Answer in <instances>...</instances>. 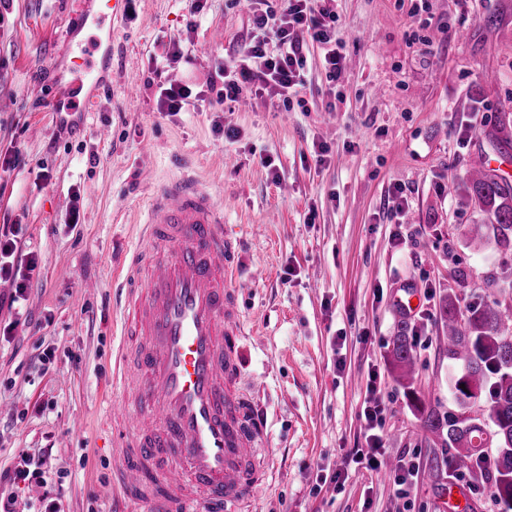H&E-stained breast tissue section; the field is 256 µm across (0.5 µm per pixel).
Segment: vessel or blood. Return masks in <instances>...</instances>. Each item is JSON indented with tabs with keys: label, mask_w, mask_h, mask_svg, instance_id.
<instances>
[{
	"label": "vessel or blood",
	"mask_w": 512,
	"mask_h": 512,
	"mask_svg": "<svg viewBox=\"0 0 512 512\" xmlns=\"http://www.w3.org/2000/svg\"><path fill=\"white\" fill-rule=\"evenodd\" d=\"M126 0H88L81 25L103 28ZM77 80L99 84L111 49L98 37L68 43ZM240 262L224 209L192 176L150 198L125 273L113 348L109 413L112 493L148 512H252L269 434L245 375L249 332L233 281Z\"/></svg>",
	"instance_id": "vessel-or-blood-1"
}]
</instances>
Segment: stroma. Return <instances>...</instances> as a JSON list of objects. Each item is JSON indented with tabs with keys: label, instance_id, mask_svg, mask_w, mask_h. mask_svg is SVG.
I'll use <instances>...</instances> for the list:
<instances>
[{
	"label": "stroma",
	"instance_id": "35a3bbf8",
	"mask_svg": "<svg viewBox=\"0 0 512 512\" xmlns=\"http://www.w3.org/2000/svg\"><path fill=\"white\" fill-rule=\"evenodd\" d=\"M77 2L0 0V162L23 158L0 169V225H24L23 250L38 261L25 316L0 310L11 327L0 337V495L34 512L49 487L66 512H112L103 406L113 277L153 184L188 171L239 238L248 369L267 376L255 404L273 471L254 512H441L453 487L467 495L464 512H501L488 477L460 473L415 404L441 413L454 404L441 296L464 307L512 300L506 251L466 238L481 221L467 171L478 155L496 156L488 134L512 110V0H326L343 42L337 83L310 44L289 104L249 87L221 106L218 70L252 32L247 0H207L194 20L184 0H136L112 21V67L93 110L59 117L47 102L72 79L64 41L88 37ZM494 10L505 20L490 29ZM162 84L189 86L194 104L161 112ZM219 113L236 140L214 132ZM321 142L330 151L320 162ZM405 287L421 298L407 389L388 361L402 321L393 298ZM373 382L389 404L390 462L420 451L406 496L389 474L351 460ZM46 447L40 480L15 489L22 454Z\"/></svg>",
	"mask_w": 512,
	"mask_h": 512
}]
</instances>
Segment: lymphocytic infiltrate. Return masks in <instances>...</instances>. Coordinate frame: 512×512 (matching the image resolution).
Wrapping results in <instances>:
<instances>
[{
	"label": "lymphocytic infiltrate",
	"mask_w": 512,
	"mask_h": 512,
	"mask_svg": "<svg viewBox=\"0 0 512 512\" xmlns=\"http://www.w3.org/2000/svg\"><path fill=\"white\" fill-rule=\"evenodd\" d=\"M252 25L255 31L245 44L239 58L230 67L221 69L223 88L220 101H237L244 88L257 90L289 101L303 83L306 43L319 46L329 81H337L343 70V55L336 41L337 16L318 0H283L280 9H273L268 0H253ZM24 229L19 224L0 226V279L12 280L15 292L12 302L24 300L35 258L20 253L19 243ZM370 396L362 411L366 423V445L355 449L354 456L364 469L376 471L385 460L383 424L389 406L377 385H370Z\"/></svg>",
	"instance_id": "lymphocytic-infiltrate-1"
}]
</instances>
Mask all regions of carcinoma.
Here are the masks:
<instances>
[{
	"label": "carcinoma",
	"instance_id": "cac0c4a2",
	"mask_svg": "<svg viewBox=\"0 0 512 512\" xmlns=\"http://www.w3.org/2000/svg\"><path fill=\"white\" fill-rule=\"evenodd\" d=\"M503 157L512 149V114L502 113L492 133ZM469 193L484 221L472 224L468 239L492 241L512 251V184L498 171L475 161ZM441 319L448 324L445 351L461 373L454 381L456 408L440 414L419 406L422 427L434 441L455 450L456 465L474 467L484 449L494 448L491 472L493 497L512 509V305L497 300L461 308L448 297ZM395 367L404 377L413 373L414 358L408 329L389 344ZM465 388H460V385Z\"/></svg>",
	"mask_w": 512,
	"mask_h": 512
}]
</instances>
